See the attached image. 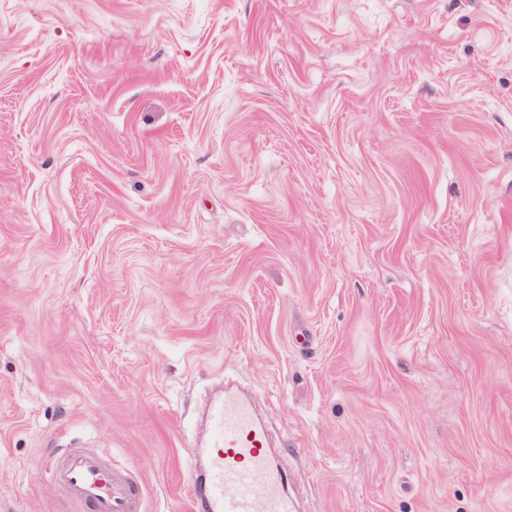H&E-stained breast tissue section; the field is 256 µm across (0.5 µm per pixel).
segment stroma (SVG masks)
Returning <instances> with one entry per match:
<instances>
[{
	"label": "stroma",
	"mask_w": 512,
	"mask_h": 512,
	"mask_svg": "<svg viewBox=\"0 0 512 512\" xmlns=\"http://www.w3.org/2000/svg\"><path fill=\"white\" fill-rule=\"evenodd\" d=\"M228 379L302 512H512V0H0V512H190ZM52 473L84 512H141L131 483L92 452L74 449Z\"/></svg>",
	"instance_id": "obj_1"
}]
</instances>
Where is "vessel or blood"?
<instances>
[{
    "label": "vessel or blood",
    "instance_id": "obj_1",
    "mask_svg": "<svg viewBox=\"0 0 512 512\" xmlns=\"http://www.w3.org/2000/svg\"><path fill=\"white\" fill-rule=\"evenodd\" d=\"M205 416L209 440L201 472L191 480V512H299L249 399L225 390ZM52 473L85 512H141L131 483L92 452L73 450Z\"/></svg>",
    "mask_w": 512,
    "mask_h": 512
}]
</instances>
